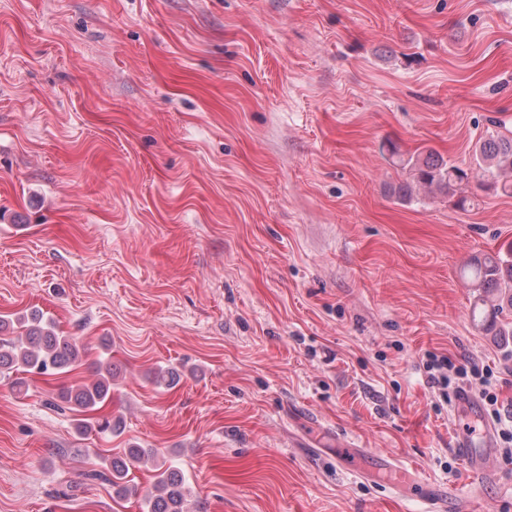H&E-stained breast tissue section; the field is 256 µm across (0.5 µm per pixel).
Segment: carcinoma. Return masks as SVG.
Segmentation results:
<instances>
[{
    "mask_svg": "<svg viewBox=\"0 0 512 512\" xmlns=\"http://www.w3.org/2000/svg\"><path fill=\"white\" fill-rule=\"evenodd\" d=\"M475 161L490 179V188L512 196V132L490 134L475 146ZM411 183H403L398 195L412 198L411 184L438 192L457 206H465L469 198L466 188L471 172L452 162L429 154L407 162ZM471 287L478 289L471 310L472 319L483 323L492 316L512 317V243L505 250L474 256L463 269ZM84 347L71 336H61L52 322L38 311L9 320L0 317V374L22 371L32 374L64 373L80 362ZM112 365L102 364L95 379L61 394L66 403L85 412L95 411L112 398ZM149 463L157 472V480L145 495L148 512H196L186 480L171 458H160L149 448L132 444L125 457L112 461L109 472L94 470L91 476L112 483L117 492L127 495L137 492L128 484L130 469Z\"/></svg>",
    "mask_w": 512,
    "mask_h": 512,
    "instance_id": "cac0c4a2",
    "label": "carcinoma"
}]
</instances>
